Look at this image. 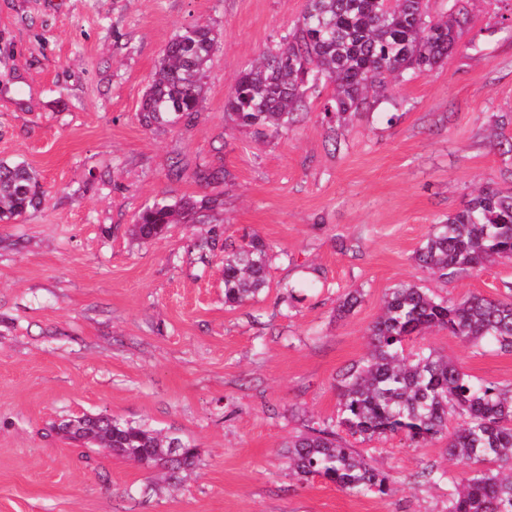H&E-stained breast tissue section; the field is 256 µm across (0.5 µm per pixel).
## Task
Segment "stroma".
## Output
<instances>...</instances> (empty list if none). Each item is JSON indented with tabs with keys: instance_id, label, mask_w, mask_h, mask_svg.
I'll use <instances>...</instances> for the list:
<instances>
[{
	"instance_id": "35a3bbf8",
	"label": "stroma",
	"mask_w": 512,
	"mask_h": 512,
	"mask_svg": "<svg viewBox=\"0 0 512 512\" xmlns=\"http://www.w3.org/2000/svg\"><path fill=\"white\" fill-rule=\"evenodd\" d=\"M305 4L0 0V160L25 162L41 199L0 224V512H446L462 470L445 441L355 440L389 476L386 495L300 480L284 446L335 424L336 376L365 355L390 288L512 296L510 260L444 284L414 259L432 225L482 184L512 191V157L488 140L512 116V0H466L460 47L439 69L393 83L337 149L320 119L325 86L268 141L224 113L237 75ZM194 23L218 36L204 107L191 122L145 128L155 65ZM202 165L224 168L228 182H196ZM187 197L219 206L206 222L133 236L146 206ZM252 233L272 254L268 285L231 307L224 240ZM205 238L212 247L199 250ZM355 288L360 303L338 316ZM423 344L512 387V353L495 343L436 331ZM101 413L201 454L173 476L55 430ZM429 464L447 481L416 482Z\"/></svg>"
}]
</instances>
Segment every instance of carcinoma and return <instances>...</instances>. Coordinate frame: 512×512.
Segmentation results:
<instances>
[{
    "label": "carcinoma",
    "mask_w": 512,
    "mask_h": 512,
    "mask_svg": "<svg viewBox=\"0 0 512 512\" xmlns=\"http://www.w3.org/2000/svg\"><path fill=\"white\" fill-rule=\"evenodd\" d=\"M306 0L294 28L242 71L224 100L225 114L259 135L288 130L308 110L307 91L332 87L321 111L327 137L338 145L346 117L364 109L370 94L394 79L433 71L460 45L469 24L463 0ZM217 36L190 24L165 46L144 94L140 120L147 128L191 121L201 109L208 62ZM223 169L194 172L199 183L226 179ZM38 199L37 177L23 162L0 161V223L21 217ZM217 200L165 201L145 208L134 231L150 240L178 221L193 222ZM500 258L512 259V193L481 188L464 207L433 225L416 261L436 280L451 282ZM269 247L256 233L224 244V303L240 305L266 286ZM439 330L467 341H492L512 352V297L471 295L449 301L417 284L401 283L385 296L368 329V353L337 374L336 428H310L288 441V467L302 480L321 477L350 493L388 494L389 478L357 453L345 436L371 439L402 434L415 446L446 440L448 461L464 477L448 494L447 512H512V388L478 379L454 360L408 344ZM459 420L448 432V418ZM102 447L146 466L192 467L199 449L117 419ZM181 456L176 460L173 455ZM438 485L446 472L428 465L417 473Z\"/></svg>",
    "instance_id": "1"
}]
</instances>
